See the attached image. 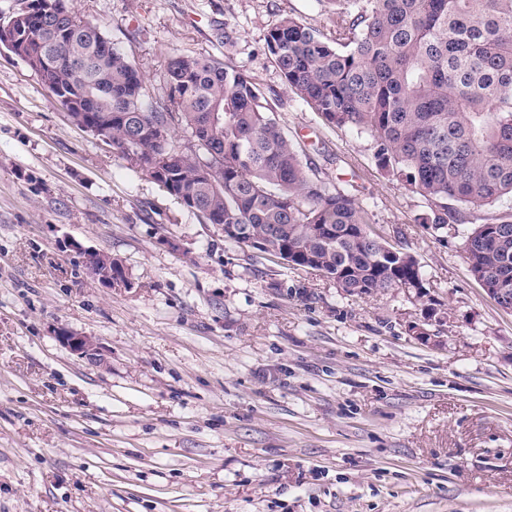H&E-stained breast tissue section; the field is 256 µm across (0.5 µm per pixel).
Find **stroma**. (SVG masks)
<instances>
[{
	"label": "stroma",
	"instance_id": "obj_1",
	"mask_svg": "<svg viewBox=\"0 0 512 512\" xmlns=\"http://www.w3.org/2000/svg\"><path fill=\"white\" fill-rule=\"evenodd\" d=\"M165 94L173 53L243 70L304 156L417 257L438 344L392 289L225 242L0 50V512H512V313L474 280L467 225L418 223L371 138L326 125L265 45L318 0H75ZM230 44H223L221 32ZM118 259L130 287L89 275ZM93 337L100 358L59 339ZM446 317L444 316H436L433 312L424 310V315L422 316V320L418 322H414L408 326V330L410 335L422 343H434L436 342V338L431 329H428L426 326L438 325V323L444 322Z\"/></svg>",
	"mask_w": 512,
	"mask_h": 512
}]
</instances>
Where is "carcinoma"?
I'll return each instance as SVG.
<instances>
[{"mask_svg":"<svg viewBox=\"0 0 512 512\" xmlns=\"http://www.w3.org/2000/svg\"><path fill=\"white\" fill-rule=\"evenodd\" d=\"M12 51L56 57L39 71L54 100L87 99L112 149L207 224H245L275 257L282 249L347 295L425 288L415 255L371 229L349 191L302 158L252 77L205 53L176 54L166 96L148 95L143 71L73 0ZM322 31L291 15L267 33L285 86L330 126L374 141L377 168L425 200L421 224H464L468 211L512 197V0H319ZM186 138L180 145L177 136ZM174 162L158 166L159 157ZM320 225V235L306 225ZM472 276L512 289V214L466 238Z\"/></svg>","mask_w":512,"mask_h":512,"instance_id":"1","label":"carcinoma"}]
</instances>
